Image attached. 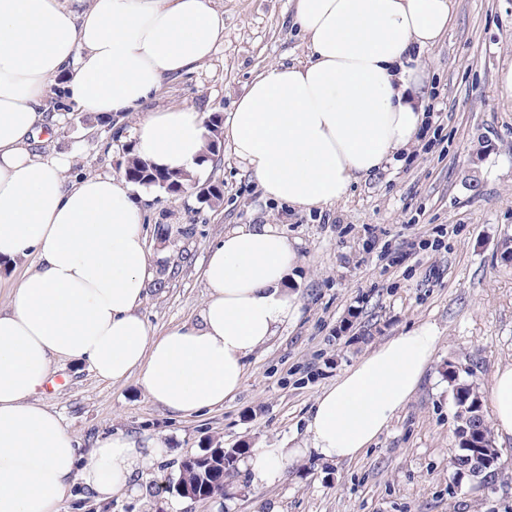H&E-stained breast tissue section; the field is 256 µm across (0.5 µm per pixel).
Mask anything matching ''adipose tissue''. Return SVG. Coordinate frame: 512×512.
<instances>
[{
	"label": "adipose tissue",
	"instance_id": "ef3b65f1",
	"mask_svg": "<svg viewBox=\"0 0 512 512\" xmlns=\"http://www.w3.org/2000/svg\"><path fill=\"white\" fill-rule=\"evenodd\" d=\"M292 3L308 59L265 68L224 138L265 197L322 209L415 143L425 121L416 56L446 35L453 2ZM223 40L215 0H0V263L33 260L0 308V512H69L79 482L105 503L163 448L116 434L81 453L37 398L58 362L112 382L138 375L151 400L184 418L234 397L247 359L300 315L286 286L299 263L293 243L273 225L237 224L209 250L196 319L152 333L139 309L153 271L130 186L109 175L68 180V159L34 149L55 97L102 116L136 111ZM209 139L206 113L174 105L141 120L133 153L192 176ZM436 343L430 326L395 336L323 390L307 424L316 455L359 458L415 393ZM490 402L497 436L512 438V364L497 368ZM301 454L255 449L254 488Z\"/></svg>",
	"mask_w": 512,
	"mask_h": 512
}]
</instances>
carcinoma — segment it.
Returning <instances> with one entry per match:
<instances>
[{
  "mask_svg": "<svg viewBox=\"0 0 512 512\" xmlns=\"http://www.w3.org/2000/svg\"><path fill=\"white\" fill-rule=\"evenodd\" d=\"M126 178L139 185L158 187L166 191H179L188 184V175L164 172L130 155L125 161ZM448 384L457 408L475 414L471 424L464 427L457 423L454 435L457 441V452L452 459V466L466 469L469 458L479 456L494 461V464L478 476L485 479L499 468L501 454L494 444L482 404V394L476 384L463 379L456 370L448 371ZM178 482L191 489L199 497H209L211 493L224 486V453L220 448H206L196 455L193 461H182Z\"/></svg>",
  "mask_w": 512,
  "mask_h": 512,
  "instance_id": "carcinoma-1",
  "label": "carcinoma"
}]
</instances>
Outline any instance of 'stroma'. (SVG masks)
<instances>
[{
    "mask_svg": "<svg viewBox=\"0 0 512 512\" xmlns=\"http://www.w3.org/2000/svg\"><path fill=\"white\" fill-rule=\"evenodd\" d=\"M217 4L224 41L209 61L108 124L57 99L58 132L38 152L68 158L72 180L123 175L142 114L191 103L228 119L257 73L305 59L291 0ZM511 64L512 0H454L448 33L421 58L442 110L439 142L415 148L411 165L378 171L346 199L310 212L264 198L222 140L184 191L134 193L153 268L166 278L164 287L146 286L140 313L152 331L197 315L205 300L199 267L234 224H272L296 242L301 311L248 360L233 399L187 418L154 403L138 376L112 383L81 362L56 364L39 398L80 448L116 431L166 444L135 490L114 497L106 512H257L264 496L282 512H512V439L500 444L501 467L486 481L452 467L456 406L448 386L453 368L489 395L497 366L512 363V259L499 250L512 237V94L499 84ZM209 184L220 185V200L200 194ZM368 226L393 245L410 238L441 244L390 268L367 244ZM422 325L438 336L433 359L410 401L359 459L327 463L309 453L260 491L243 471L220 496L191 499L170 490L180 462L205 448L304 446L319 392L366 353Z\"/></svg>",
    "mask_w": 512,
    "mask_h": 512,
    "instance_id": "1",
    "label": "stroma"
}]
</instances>
